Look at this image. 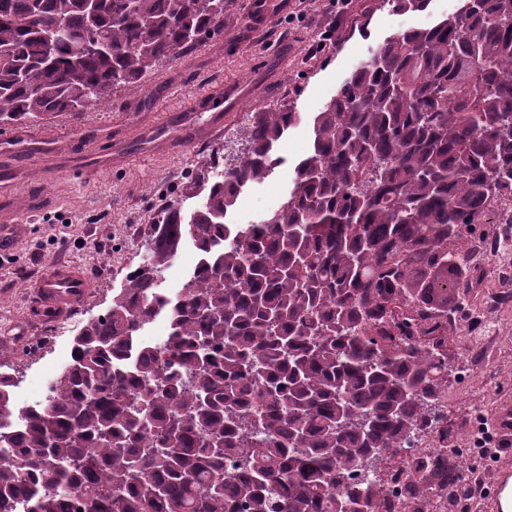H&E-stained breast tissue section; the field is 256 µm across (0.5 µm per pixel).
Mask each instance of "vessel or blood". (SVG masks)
Listing matches in <instances>:
<instances>
[{
  "instance_id": "1",
  "label": "vessel or blood",
  "mask_w": 512,
  "mask_h": 512,
  "mask_svg": "<svg viewBox=\"0 0 512 512\" xmlns=\"http://www.w3.org/2000/svg\"><path fill=\"white\" fill-rule=\"evenodd\" d=\"M238 100L236 89L227 88L223 108L210 113L205 120L211 132L217 133L223 129L227 113L234 110ZM193 134V124L183 115L168 114L154 120L151 125V136L159 143L188 141ZM29 166L48 177L61 172L72 173L79 169L77 161L55 157L52 150L41 144L32 148ZM16 181L17 178L11 166L0 168V256L13 252L16 241L27 230L26 225L19 223V216L23 214L36 216L50 206L46 198L39 197L29 200L25 209H18L14 194ZM86 293L87 281L83 272L79 267L68 263L54 266L36 283L32 291L37 309L61 317L67 315L82 301Z\"/></svg>"
}]
</instances>
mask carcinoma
Masks as SVG:
<instances>
[{"mask_svg":"<svg viewBox=\"0 0 512 512\" xmlns=\"http://www.w3.org/2000/svg\"><path fill=\"white\" fill-rule=\"evenodd\" d=\"M223 31L224 0H0V124L80 112ZM301 119L247 117L237 165L190 216L163 212L46 397L17 406L0 374V512H379L357 467L440 427L448 361L424 313L448 312L461 240L512 198V0L383 40L312 117L283 201L229 223ZM187 239L199 263L169 290ZM160 317L168 335L140 339ZM437 462H413L409 503Z\"/></svg>","mask_w":512,"mask_h":512,"instance_id":"carcinoma-1","label":"carcinoma"}]
</instances>
